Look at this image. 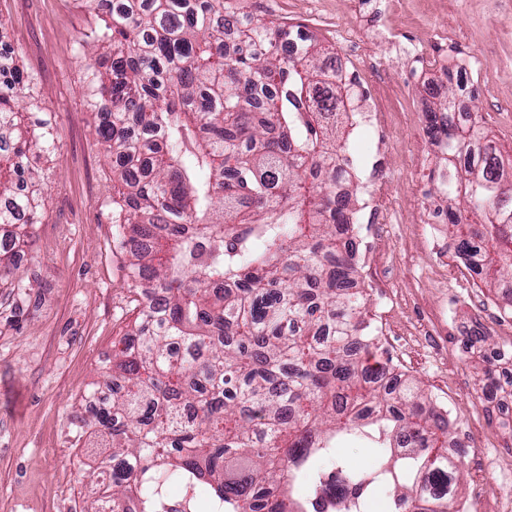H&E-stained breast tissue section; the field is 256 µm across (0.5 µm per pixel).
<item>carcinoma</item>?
I'll use <instances>...</instances> for the list:
<instances>
[{
    "mask_svg": "<svg viewBox=\"0 0 512 512\" xmlns=\"http://www.w3.org/2000/svg\"><path fill=\"white\" fill-rule=\"evenodd\" d=\"M88 104L112 168V223L139 303L110 371L85 397L112 453L93 512H461L450 421L370 331L352 242L358 168L348 156L350 78L336 52L230 0H89ZM0 24V284L40 223L38 170L56 131L24 115L34 76ZM433 174L466 266L512 315V182L500 157L460 168L487 139L444 95L425 113ZM503 391L486 360L478 396ZM366 445L374 466L336 454ZM184 488L179 507L166 489ZM209 486L202 501L195 489Z\"/></svg>",
    "mask_w": 512,
    "mask_h": 512,
    "instance_id": "1",
    "label": "carcinoma"
}]
</instances>
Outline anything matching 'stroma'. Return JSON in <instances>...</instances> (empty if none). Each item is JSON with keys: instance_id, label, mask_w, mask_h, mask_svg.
Here are the masks:
<instances>
[{"instance_id": "stroma-1", "label": "stroma", "mask_w": 512, "mask_h": 512, "mask_svg": "<svg viewBox=\"0 0 512 512\" xmlns=\"http://www.w3.org/2000/svg\"><path fill=\"white\" fill-rule=\"evenodd\" d=\"M237 0L243 12L280 24L344 54L338 31L363 20L351 71L365 92L388 88L392 110L381 127L388 148L369 156L353 130L349 145L362 183H387L390 223L359 216V250L367 318L384 347L457 425L483 427L480 445L503 447L498 429L512 416V394L493 401L476 393L483 357L498 354L512 374V317L482 291L479 277H446L448 233H432L430 216L445 209L431 172L441 148L426 133L427 84H451L456 101L477 116L512 174V0ZM5 41L36 78L34 93L56 127L55 154L43 163L44 205L18 276L0 288V512H84L97 463L84 448L83 398L112 364L115 343L133 320L137 293L126 251L112 222V172L81 94L83 34L104 24L81 0H0ZM439 59L422 73L397 43ZM470 71H462L461 61ZM487 341L464 347L469 330ZM471 502L512 494V480L465 460L458 487Z\"/></svg>"}]
</instances>
